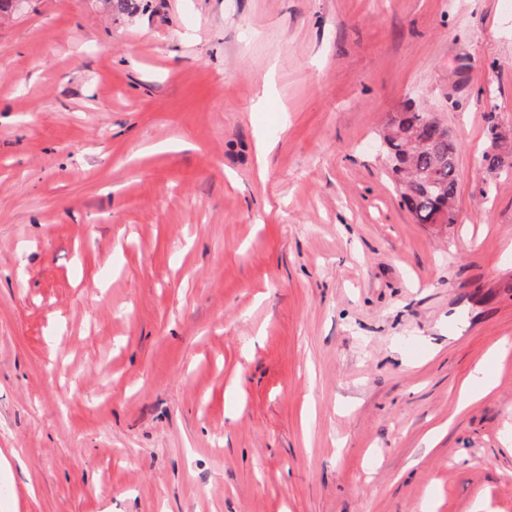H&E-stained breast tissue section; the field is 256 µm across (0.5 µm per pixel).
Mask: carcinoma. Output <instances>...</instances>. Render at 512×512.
Instances as JSON below:
<instances>
[{"label": "carcinoma", "instance_id": "cac0c4a2", "mask_svg": "<svg viewBox=\"0 0 512 512\" xmlns=\"http://www.w3.org/2000/svg\"><path fill=\"white\" fill-rule=\"evenodd\" d=\"M489 141L494 148L483 155L488 172L499 174L512 170V140L503 148L502 133L496 124L488 126ZM386 157L397 177L401 201L420 224H427L439 212L447 223L457 222L458 142L421 108L409 106L391 119Z\"/></svg>", "mask_w": 512, "mask_h": 512}]
</instances>
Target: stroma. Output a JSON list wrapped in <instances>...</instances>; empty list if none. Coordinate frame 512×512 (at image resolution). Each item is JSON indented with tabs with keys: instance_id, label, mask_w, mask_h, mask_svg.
<instances>
[{
	"instance_id": "1",
	"label": "stroma",
	"mask_w": 512,
	"mask_h": 512,
	"mask_svg": "<svg viewBox=\"0 0 512 512\" xmlns=\"http://www.w3.org/2000/svg\"><path fill=\"white\" fill-rule=\"evenodd\" d=\"M410 101L460 144L448 226L377 149ZM492 116L503 0L0 14V512H512ZM495 359L494 356H489L483 364H481L475 371V374L469 382H464L461 387L462 399L468 402L470 399L478 398L494 387V383L485 377L479 378L477 374H483L486 363L489 359Z\"/></svg>"
}]
</instances>
